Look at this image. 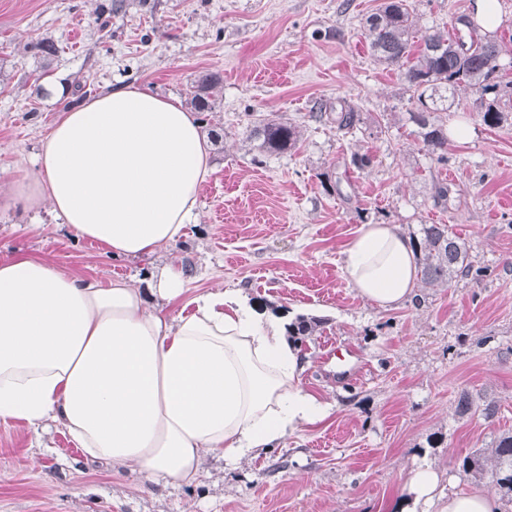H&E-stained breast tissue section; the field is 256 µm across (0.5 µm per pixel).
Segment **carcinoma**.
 Listing matches in <instances>:
<instances>
[{
	"instance_id": "carcinoma-1",
	"label": "carcinoma",
	"mask_w": 512,
	"mask_h": 512,
	"mask_svg": "<svg viewBox=\"0 0 512 512\" xmlns=\"http://www.w3.org/2000/svg\"><path fill=\"white\" fill-rule=\"evenodd\" d=\"M468 37L454 31L419 34L408 0H385L365 20L364 37L371 56L387 67H396L412 92L416 107L408 121L430 155L441 163L448 160V125L439 113L448 111V95L468 87L485 96L496 92L491 82L499 67L502 41L478 34L474 21L459 19ZM219 73H198L188 89L190 103L198 112L215 110L214 91L221 84ZM360 123L359 110L342 106L336 115L337 129L350 131ZM247 139L261 154L280 155L296 147L300 131L281 118L260 119L246 127ZM417 241L421 282L426 287L451 285L472 275L473 265L464 240L446 224H422L412 233ZM321 321L299 316L287 326L293 338L312 335ZM493 456L499 473L497 484L512 492V435H501Z\"/></svg>"
}]
</instances>
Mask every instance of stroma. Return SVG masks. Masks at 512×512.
I'll use <instances>...</instances> for the list:
<instances>
[{
    "instance_id": "obj_1",
    "label": "stroma",
    "mask_w": 512,
    "mask_h": 512,
    "mask_svg": "<svg viewBox=\"0 0 512 512\" xmlns=\"http://www.w3.org/2000/svg\"><path fill=\"white\" fill-rule=\"evenodd\" d=\"M383 0H0V183L31 165L76 81L184 96L202 70L220 73L203 131L213 171L197 223L172 247L115 258L78 240L48 210H0V263L40 257L78 276L147 285L168 262L187 267L197 295L238 289L267 310L319 318L297 342L304 391L329 408L275 448L235 464L206 455L193 484L154 483L134 466L88 460L59 428L35 438L0 420V512H392L419 463L443 491H494L493 446L512 434V0H498L505 114L485 125L478 93L460 90L448 161L427 154L408 120L414 101L397 69L377 63L363 35ZM419 30H453L471 0H410ZM59 48L50 59L37 39ZM351 104V131L315 120L318 104ZM298 125L296 149L265 156L251 122ZM372 156L369 167L352 153ZM448 186L447 203L435 187ZM402 232L445 224L467 243L476 275L418 288L383 309L349 282L343 251L361 224ZM473 407L457 409L461 393ZM497 405L485 418L484 401ZM478 456L482 471L464 467Z\"/></svg>"
}]
</instances>
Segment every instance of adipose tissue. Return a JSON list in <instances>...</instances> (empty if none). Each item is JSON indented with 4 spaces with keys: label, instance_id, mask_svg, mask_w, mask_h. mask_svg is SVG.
I'll list each match as a JSON object with an SVG mask.
<instances>
[{
    "label": "adipose tissue",
    "instance_id": "adipose-tissue-1",
    "mask_svg": "<svg viewBox=\"0 0 512 512\" xmlns=\"http://www.w3.org/2000/svg\"><path fill=\"white\" fill-rule=\"evenodd\" d=\"M211 172L177 97L116 86L62 112L34 170H17L14 195L135 258L184 236ZM343 262L380 307L415 296L416 245L393 225H361ZM287 325L234 289L190 295L175 264L145 291L43 259L1 263L0 418L35 433L56 424L92 459L191 483L206 454L237 461L325 417L300 385Z\"/></svg>",
    "mask_w": 512,
    "mask_h": 512
}]
</instances>
